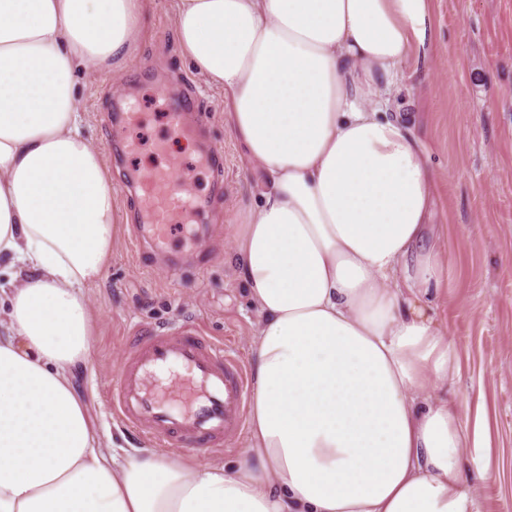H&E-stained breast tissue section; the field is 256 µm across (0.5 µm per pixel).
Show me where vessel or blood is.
Returning <instances> with one entry per match:
<instances>
[{
	"instance_id": "obj_1",
	"label": "vessel or blood",
	"mask_w": 512,
	"mask_h": 512,
	"mask_svg": "<svg viewBox=\"0 0 512 512\" xmlns=\"http://www.w3.org/2000/svg\"><path fill=\"white\" fill-rule=\"evenodd\" d=\"M181 167V158L169 155L165 167L138 182L142 195L133 234L160 252L182 232L177 219L194 205L174 191ZM248 390L239 356L199 325L151 326L129 338L111 410L126 430L154 447L209 451L241 435Z\"/></svg>"
}]
</instances>
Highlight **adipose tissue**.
Instances as JSON below:
<instances>
[{
    "label": "adipose tissue",
    "instance_id": "1",
    "mask_svg": "<svg viewBox=\"0 0 512 512\" xmlns=\"http://www.w3.org/2000/svg\"><path fill=\"white\" fill-rule=\"evenodd\" d=\"M147 0H0V512H479L484 408L430 297L437 182L389 112L430 0H172L183 56L262 175L229 261L255 314L233 466L104 447L74 388L117 231L78 89L122 78Z\"/></svg>",
    "mask_w": 512,
    "mask_h": 512
}]
</instances>
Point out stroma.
<instances>
[{
  "mask_svg": "<svg viewBox=\"0 0 512 512\" xmlns=\"http://www.w3.org/2000/svg\"><path fill=\"white\" fill-rule=\"evenodd\" d=\"M431 8L435 50L426 63L406 67L396 109L413 117L438 179L432 222L448 271L437 313L460 358L448 399L463 409L483 403L492 479L481 489V512H512V0H431ZM185 82L195 87L194 108L224 157L223 171L199 165L195 143L171 129L169 100ZM80 93L84 132L112 174L118 225L107 273L88 291L97 321L76 385L105 443L143 448L146 440L117 424L108 402L124 338L148 324L193 321L248 356L254 315L224 253L260 185L231 132L222 92L206 86L180 52L169 0H151L124 82L104 69ZM131 105L138 124L115 122L116 110ZM128 139L137 152L117 154L115 144ZM170 153L184 162L180 180L190 196L213 205L190 215L189 237H175L168 255L146 262L130 240L136 201L127 178L164 167Z\"/></svg>",
  "mask_w": 512,
  "mask_h": 512,
  "instance_id": "35a3bbf8",
  "label": "stroma"
}]
</instances>
